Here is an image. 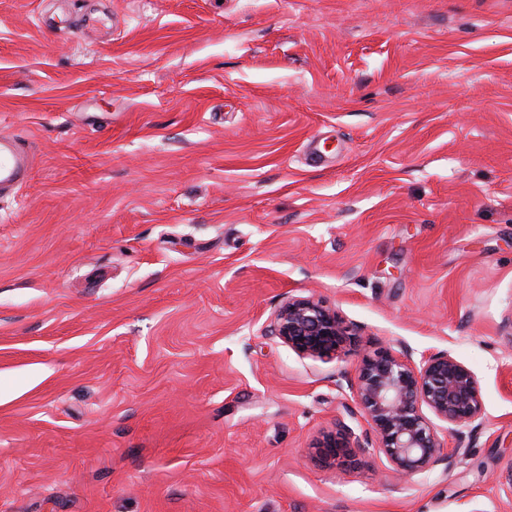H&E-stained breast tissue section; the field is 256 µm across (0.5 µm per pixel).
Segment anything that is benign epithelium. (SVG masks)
Listing matches in <instances>:
<instances>
[{
  "instance_id": "7a95c632",
  "label": "benign epithelium",
  "mask_w": 512,
  "mask_h": 512,
  "mask_svg": "<svg viewBox=\"0 0 512 512\" xmlns=\"http://www.w3.org/2000/svg\"><path fill=\"white\" fill-rule=\"evenodd\" d=\"M270 334L298 355L333 359L358 335L357 328L314 296H290L278 309ZM358 408L356 427L338 424L313 443L324 463L368 447L378 449L401 478L453 467L465 452L463 429L483 419L475 374L447 352L414 361L406 351L384 349L362 357L355 374L342 376ZM457 441L448 447V438Z\"/></svg>"
}]
</instances>
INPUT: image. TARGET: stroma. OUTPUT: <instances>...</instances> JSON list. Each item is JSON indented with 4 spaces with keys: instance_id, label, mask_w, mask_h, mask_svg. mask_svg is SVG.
Instances as JSON below:
<instances>
[{
    "instance_id": "1",
    "label": "stroma",
    "mask_w": 512,
    "mask_h": 512,
    "mask_svg": "<svg viewBox=\"0 0 512 512\" xmlns=\"http://www.w3.org/2000/svg\"><path fill=\"white\" fill-rule=\"evenodd\" d=\"M2 135L0 512H512V0H0ZM381 348L476 375L453 469L316 458ZM32 166L30 154L14 139H0V190L21 185ZM283 344L312 359L338 358L358 336L357 328L310 296H290L278 309L272 329Z\"/></svg>"
}]
</instances>
